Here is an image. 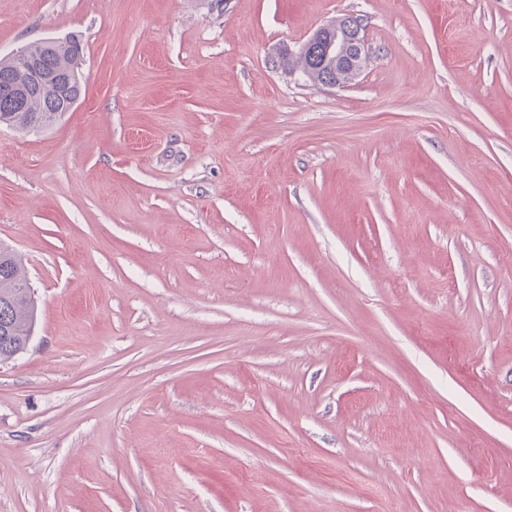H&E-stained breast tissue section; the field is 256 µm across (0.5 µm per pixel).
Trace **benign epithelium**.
Returning <instances> with one entry per match:
<instances>
[{
  "label": "benign epithelium",
  "mask_w": 512,
  "mask_h": 512,
  "mask_svg": "<svg viewBox=\"0 0 512 512\" xmlns=\"http://www.w3.org/2000/svg\"><path fill=\"white\" fill-rule=\"evenodd\" d=\"M81 54L64 75L47 72L34 65L33 79L37 86H61L78 80ZM369 62V50L363 19L346 15L319 28L295 54H288V72H300L306 77L321 75L318 84L329 87L345 86L344 79L357 77Z\"/></svg>",
  "instance_id": "obj_1"
}]
</instances>
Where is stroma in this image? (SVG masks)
<instances>
[{
  "label": "stroma",
  "instance_id": "obj_1",
  "mask_svg": "<svg viewBox=\"0 0 512 512\" xmlns=\"http://www.w3.org/2000/svg\"><path fill=\"white\" fill-rule=\"evenodd\" d=\"M347 14L362 74L284 71ZM72 34L0 126V512H512V0H0ZM81 61V53L75 54L74 63L66 73L61 76L56 72H47L35 64L32 65L33 79L36 86H61L64 83L71 86L53 97L50 93H36L30 96L28 110L21 112L23 102L28 95V88L20 89L17 92L19 112H16L14 88L25 82L28 75L26 70L18 65L0 63V125H6L17 131L29 133L45 129L53 125L64 114L69 112L76 104L81 95V83H73L78 80V68ZM33 84V87H34ZM74 98V99H72ZM72 99V100H70ZM70 100V101H69ZM69 101V103H68ZM68 103L67 111L66 109ZM61 110L64 112H50ZM30 288L21 269V258L0 244V362L12 359L26 346L37 312L28 296Z\"/></svg>",
  "mask_w": 512,
  "mask_h": 512
}]
</instances>
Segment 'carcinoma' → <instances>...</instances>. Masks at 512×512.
I'll list each match as a JSON object with an SVG mask.
<instances>
[{"instance_id":"cac0c4a2","label":"carcinoma","mask_w":512,"mask_h":512,"mask_svg":"<svg viewBox=\"0 0 512 512\" xmlns=\"http://www.w3.org/2000/svg\"><path fill=\"white\" fill-rule=\"evenodd\" d=\"M28 54L45 67L52 68L67 61V48L50 44L42 38L27 46ZM27 72L18 65L0 63V125L29 133L53 125L62 116L70 99L81 95V83L75 82L53 96L33 93L28 111L15 108L14 88L26 81ZM29 284L21 269V258L8 246L0 244V362L13 358L26 346L37 312L28 296Z\"/></svg>"}]
</instances>
